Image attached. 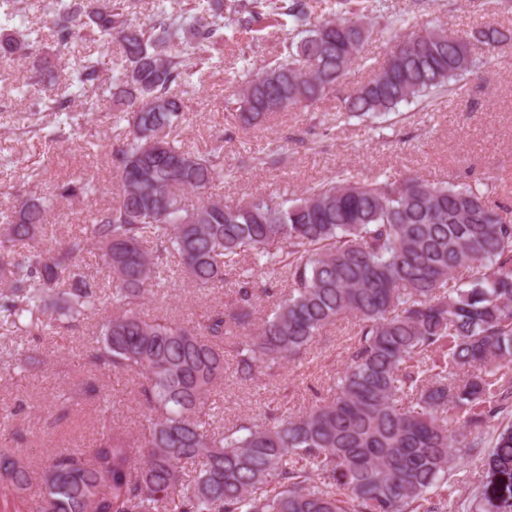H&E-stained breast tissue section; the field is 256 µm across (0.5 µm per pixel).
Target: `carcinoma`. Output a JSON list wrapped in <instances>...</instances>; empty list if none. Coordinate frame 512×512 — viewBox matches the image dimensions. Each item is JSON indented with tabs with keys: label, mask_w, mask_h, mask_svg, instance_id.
<instances>
[{
	"label": "carcinoma",
	"mask_w": 512,
	"mask_h": 512,
	"mask_svg": "<svg viewBox=\"0 0 512 512\" xmlns=\"http://www.w3.org/2000/svg\"><path fill=\"white\" fill-rule=\"evenodd\" d=\"M18 0H0V59L33 71L27 92L58 117L71 100L40 95L50 61L35 30H21ZM139 0H49L56 47L90 38L122 47L103 76L90 56L72 65L85 99L121 107L125 136L112 146L113 201L55 245L39 238L46 205L29 197L0 217V324L31 313L25 332L98 315L112 284V314L96 324L92 362L137 378L149 427L134 439L104 422L84 457L60 454L35 474L17 450L0 449V512H445L456 461L486 444V427L512 414V221L478 184H434L418 175L361 179L342 173L291 202L228 205L206 196L221 147L191 152L172 130L181 95L195 90L179 42L221 50L224 29L259 32L290 17L299 39L262 67L232 77L233 127L260 126L289 109L336 96L379 24L381 3L335 0L338 17L311 24L306 0H193L190 14L161 9L135 25ZM512 46V28L483 25L465 36L414 32L390 46L368 81L342 97L345 119L373 122L424 102ZM97 192L78 175L56 186L65 199ZM202 196L197 206L183 194ZM98 259L100 278L85 260ZM196 288L235 276L224 307L201 322L143 318L138 306L165 284L169 257ZM288 274L287 287L278 283ZM265 284H260V279ZM354 319L341 375L314 392L301 414L228 424L211 402L224 382L301 361L315 339ZM21 373L39 363L8 356ZM461 428H448V417ZM489 462L506 476L512 508V424L498 427Z\"/></svg>",
	"instance_id": "obj_1"
}]
</instances>
